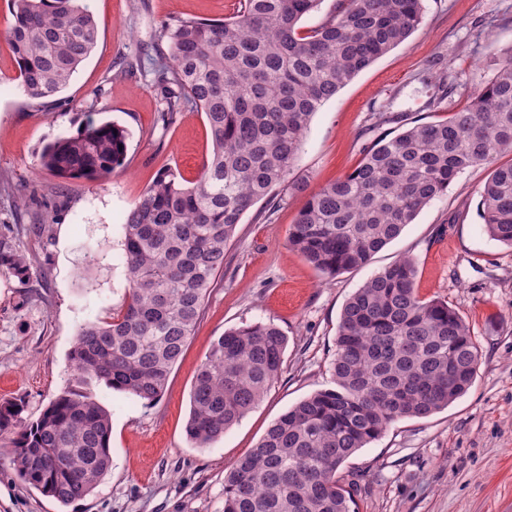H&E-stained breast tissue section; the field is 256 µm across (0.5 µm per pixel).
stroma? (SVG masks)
Returning <instances> with one entry per match:
<instances>
[{"mask_svg": "<svg viewBox=\"0 0 512 512\" xmlns=\"http://www.w3.org/2000/svg\"><path fill=\"white\" fill-rule=\"evenodd\" d=\"M98 43L70 84L43 104L28 99L6 37L10 0H0V225L30 265L28 285L0 273V402L37 419L72 378L69 351L81 325L124 305L128 283L121 224L155 178L173 171L192 186L211 153L203 112L159 118L143 73L123 72L162 24L221 21L242 0H86ZM422 25L341 88L313 116L289 178L308 192L352 172L381 136L436 123L466 106L512 47V0H423ZM128 132L122 165L103 180L63 179L39 169L48 142L87 120ZM495 157L460 175L365 266L327 276L288 244L303 196L276 190L242 218L204 317L152 406L98 389L112 413V465L94 492L61 505L23 483L0 448V512H224V476L289 407L333 387L336 331L347 299L401 257L416 263L426 301L448 302L469 323L481 359L466 395L424 419H402L351 456L358 512H512V249L491 239L480 192ZM53 214L52 240L26 234ZM95 264H86L88 252ZM33 301L22 304L24 293ZM271 322L287 338L277 380L222 439L196 447L185 426L190 389L225 330Z\"/></svg>", "mask_w": 512, "mask_h": 512, "instance_id": "35a3bbf8", "label": "stroma"}]
</instances>
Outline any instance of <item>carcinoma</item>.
<instances>
[{
    "label": "carcinoma",
    "instance_id": "1",
    "mask_svg": "<svg viewBox=\"0 0 512 512\" xmlns=\"http://www.w3.org/2000/svg\"><path fill=\"white\" fill-rule=\"evenodd\" d=\"M322 0H244L230 20L185 18L162 27L165 61L152 86L169 124L204 113L209 160L185 187L161 174L127 212L122 309L83 324L71 351L72 386L27 421L0 403V447L18 476L62 505L93 493L111 466L112 419L103 385L157 403L224 271L243 215L285 183L313 115L423 20V0H339L311 33L301 20ZM7 36L32 100L64 90L98 41L80 0H11ZM126 130L88 123L44 145L38 165L60 178L98 180L119 166ZM512 154V47L469 105L438 123L377 139L349 174L310 194L288 244L318 272L362 267L466 170ZM488 235L512 249V163L481 191ZM0 271L29 281V264L0 233ZM409 257L367 280L346 301L336 333L334 389L288 408L224 477V512H355L339 470L394 422L423 419L473 386L480 354L469 325L441 300H422ZM287 338L272 323L224 332L191 389L186 434L207 448L255 407L278 378Z\"/></svg>",
    "mask_w": 512,
    "mask_h": 512
}]
</instances>
